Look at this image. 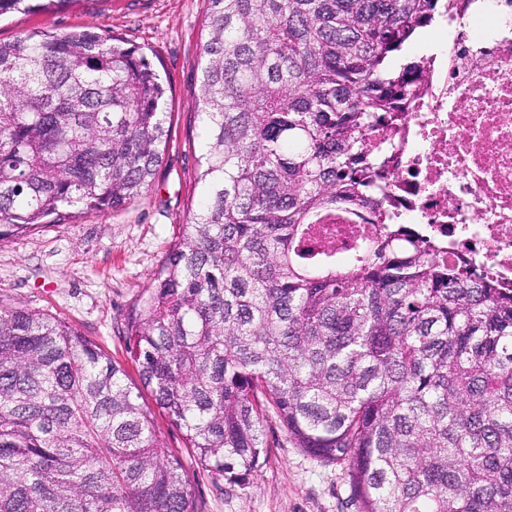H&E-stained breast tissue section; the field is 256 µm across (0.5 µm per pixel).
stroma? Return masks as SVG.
I'll use <instances>...</instances> for the list:
<instances>
[{
	"mask_svg": "<svg viewBox=\"0 0 512 512\" xmlns=\"http://www.w3.org/2000/svg\"><path fill=\"white\" fill-rule=\"evenodd\" d=\"M208 11V0H69L59 9L0 17L1 42L32 31L89 29L141 47L167 84L169 126L162 163L136 199L0 241V309L50 314L123 359L124 318L202 194L204 132L195 104ZM158 430L182 459L198 512H359L345 469L293 447L276 422L265 425L259 467L242 487L202 468L167 420Z\"/></svg>",
	"mask_w": 512,
	"mask_h": 512,
	"instance_id": "1",
	"label": "stroma"
}]
</instances>
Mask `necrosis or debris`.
<instances>
[{
  "label": "necrosis or debris",
  "mask_w": 512,
  "mask_h": 512,
  "mask_svg": "<svg viewBox=\"0 0 512 512\" xmlns=\"http://www.w3.org/2000/svg\"><path fill=\"white\" fill-rule=\"evenodd\" d=\"M438 29L415 95L367 137L386 151L380 213L339 204L305 245L344 261L386 220L511 288L512 0H451Z\"/></svg>",
  "instance_id": "4bbe7bcc"
}]
</instances>
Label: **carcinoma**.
Listing matches in <instances>:
<instances>
[{"instance_id":"cac0c4a2","label":"carcinoma","mask_w":512,"mask_h":512,"mask_svg":"<svg viewBox=\"0 0 512 512\" xmlns=\"http://www.w3.org/2000/svg\"><path fill=\"white\" fill-rule=\"evenodd\" d=\"M209 3L203 197L128 312L139 384L68 323L1 310L0 512H198L158 415L231 487L273 417L346 465L361 512H512V288L400 224L340 264L300 248L337 204L379 203L366 136L410 94L419 63L392 59L442 3ZM165 93L113 36L0 42V241L137 198Z\"/></svg>"}]
</instances>
